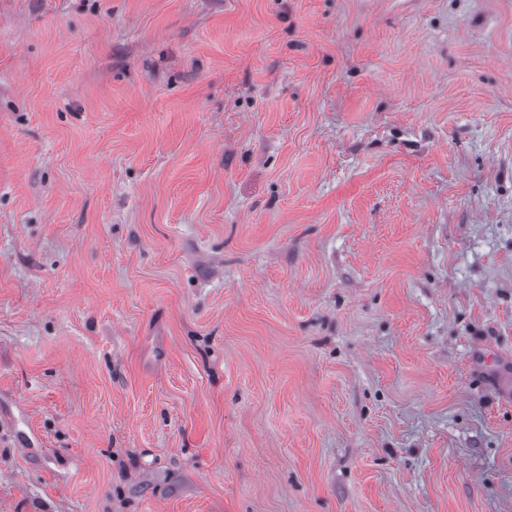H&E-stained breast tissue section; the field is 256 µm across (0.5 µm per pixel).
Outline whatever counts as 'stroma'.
I'll return each mask as SVG.
<instances>
[{
  "label": "stroma",
  "instance_id": "35a3bbf8",
  "mask_svg": "<svg viewBox=\"0 0 512 512\" xmlns=\"http://www.w3.org/2000/svg\"><path fill=\"white\" fill-rule=\"evenodd\" d=\"M0 512H512V0H0Z\"/></svg>",
  "mask_w": 512,
  "mask_h": 512
}]
</instances>
